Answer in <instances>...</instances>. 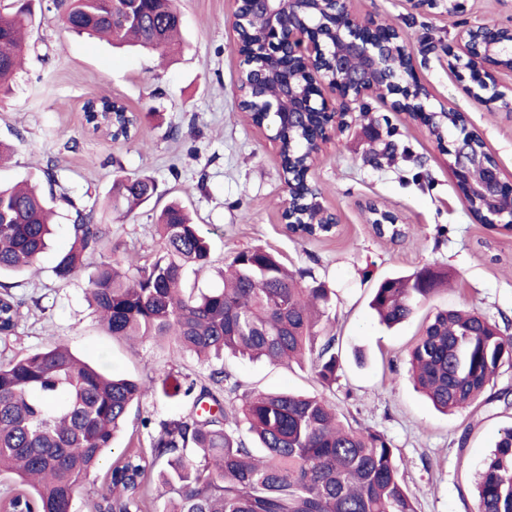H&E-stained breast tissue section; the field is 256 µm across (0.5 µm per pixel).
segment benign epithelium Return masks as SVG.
I'll use <instances>...</instances> for the list:
<instances>
[{
    "instance_id": "obj_1",
    "label": "benign epithelium",
    "mask_w": 512,
    "mask_h": 512,
    "mask_svg": "<svg viewBox=\"0 0 512 512\" xmlns=\"http://www.w3.org/2000/svg\"><path fill=\"white\" fill-rule=\"evenodd\" d=\"M229 25L236 48L252 14L244 13L245 0H229ZM251 10L263 14L264 37L241 54L245 68L238 75L239 100L259 76L282 86L278 99L255 100L251 109L275 117L278 126L299 127L312 112L326 117L314 138L307 171H312L332 137L353 122L354 106L373 94L390 107L432 132L433 122L455 108L434 106L431 95L416 77L414 54L402 49V73L393 71L384 38L402 43L392 24L359 16L352 0H251ZM459 53L453 67L467 71L464 93L477 103L496 104L512 112V84L501 83L496 73L512 72V24L477 17L456 35ZM460 135L451 151L450 167L462 195L480 202L478 222L512 224V177L496 158L473 153L483 138L459 123Z\"/></svg>"
}]
</instances>
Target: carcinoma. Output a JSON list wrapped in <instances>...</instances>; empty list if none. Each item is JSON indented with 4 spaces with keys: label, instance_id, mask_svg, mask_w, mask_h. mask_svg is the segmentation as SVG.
Returning <instances> with one entry per match:
<instances>
[{
    "label": "carcinoma",
    "instance_id": "carcinoma-1",
    "mask_svg": "<svg viewBox=\"0 0 512 512\" xmlns=\"http://www.w3.org/2000/svg\"><path fill=\"white\" fill-rule=\"evenodd\" d=\"M64 8L77 34L103 36L166 52L182 19L175 0H139L140 21L126 22L125 0H43ZM31 0L0 6V95L23 68V32ZM284 164L296 168L311 131L285 129ZM152 180L115 179L106 209L120 214L148 202ZM74 215L73 244L54 267L61 282L98 251L106 227L79 199L65 198ZM301 229L332 231L318 205L306 198ZM45 199L31 187L0 186V275L32 273L48 249L52 222ZM162 247L153 261L98 264L87 300L100 325L129 341L165 338L176 356L211 363L207 380L167 375L164 396L193 397L194 411L158 422L141 419L149 447L127 451L97 490L95 512H145L148 477L159 470L164 501L159 512H418L395 464L391 441L379 431L344 423L323 397L292 392L239 393L240 385L212 365L229 350L242 357L290 363L309 354L326 386L336 382V336L320 324L330 290L302 285L277 258L256 246L238 252L220 273L222 284L188 288L190 265L211 264V246L187 208L172 201L160 212ZM430 269L389 277L371 306L392 328L407 320L443 283ZM26 300L0 284V342L16 335ZM512 362V336L473 311L439 310L409 352L412 378L445 413L494 400L499 368ZM154 389L114 376L78 358L58 341L0 364V474H12L21 493L0 512H72L76 490L112 449L134 404ZM255 439L264 454L252 452ZM477 512H512V425L501 429L479 473Z\"/></svg>",
    "mask_w": 512,
    "mask_h": 512
}]
</instances>
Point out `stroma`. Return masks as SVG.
I'll use <instances>...</instances> for the list:
<instances>
[{"label":"stroma","instance_id":"obj_1","mask_svg":"<svg viewBox=\"0 0 512 512\" xmlns=\"http://www.w3.org/2000/svg\"><path fill=\"white\" fill-rule=\"evenodd\" d=\"M178 6L183 43L164 59L77 36L53 9L34 16L25 67L11 94L0 99V140L15 148L11 161L0 166V183L42 181L43 168L55 161L56 216L39 271L8 279L27 304L15 336L0 343V363L63 340L81 358L150 385H160L169 371L205 378L207 367L190 355L173 358L167 340L133 346L105 333L85 298L88 270L67 283L53 273L72 242L61 193L81 198L94 208L98 223L109 225L111 243L95 254L98 262L130 255L152 261L160 249L156 216L179 199L212 246L210 268L187 270V287L218 285L234 254L262 246L302 284L317 280L332 290L342 359L336 383L322 387L307 360L285 365L225 355L224 369L241 391L326 398L343 422L380 431L391 441L418 512H475V480L499 429L512 423V401L441 413L415 390L407 352L425 317L447 308L476 311L512 335V235L470 214L448 169L453 137L437 142L376 97L366 98L368 115L335 138L311 173L324 205L338 217L337 228L305 240L289 235L280 220L286 193L275 149L238 106L242 61L228 27L227 0H178ZM353 8L399 27L432 102L463 112L504 173L512 174V115L474 104L448 67L459 25L477 15L510 23L512 0H465L453 16L444 0L433 9L418 8L413 0H353ZM102 96L140 115L132 140L89 131L82 107ZM121 171L149 177L157 186L149 203L124 218L103 209ZM370 201L396 213L408 235L395 242L378 238L366 220ZM424 268L447 274V285L399 326L380 324L370 307L377 282ZM192 409L191 399L155 393L131 410L116 435L115 453L147 446L141 418L157 421ZM462 436L467 443L461 447Z\"/></svg>","mask_w":512,"mask_h":512}]
</instances>
